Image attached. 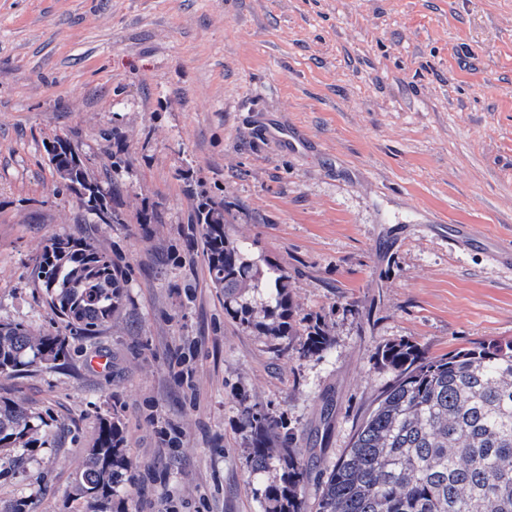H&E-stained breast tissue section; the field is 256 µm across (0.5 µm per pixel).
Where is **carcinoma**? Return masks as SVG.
<instances>
[{"instance_id":"cac0c4a2","label":"carcinoma","mask_w":512,"mask_h":512,"mask_svg":"<svg viewBox=\"0 0 512 512\" xmlns=\"http://www.w3.org/2000/svg\"><path fill=\"white\" fill-rule=\"evenodd\" d=\"M53 170L87 211L123 223L107 206V192L84 165L78 145L57 139ZM190 223L202 228L213 287L224 291V310L240 325H253L252 294L266 288V335L288 338L301 356L319 355L330 340L317 325L296 329L297 306L286 276L272 265L260 277L248 246L234 241L224 203L200 199ZM46 302L64 330L32 332L22 323H0V375L65 359L70 341L92 336L119 313L125 279L111 258L90 244L59 238L35 266ZM395 374L385 393L328 473L317 512H512V341L489 342L431 358L408 341L378 349ZM254 475L274 468L279 481L264 489V512H304L301 493L311 472L293 446L282 416L244 407ZM44 421L23 403L0 397V472L20 467L25 452L45 444ZM119 420L102 418L77 495L106 503L128 468Z\"/></svg>"}]
</instances>
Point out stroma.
Returning <instances> with one entry per match:
<instances>
[{
	"label": "stroma",
	"mask_w": 512,
	"mask_h": 512,
	"mask_svg": "<svg viewBox=\"0 0 512 512\" xmlns=\"http://www.w3.org/2000/svg\"><path fill=\"white\" fill-rule=\"evenodd\" d=\"M274 120L311 147L269 141ZM59 137L120 183L124 223L65 189ZM198 196L279 266L326 352L274 351L225 314L188 222ZM146 207L162 223H137ZM464 224L512 243V0H0V323L61 329L34 275L60 237L127 281L119 318L68 359L0 377L47 424L0 475V512H94L72 486L109 412L131 466L107 512H263L279 473L250 474L245 403L293 428L316 512L394 381L379 346L512 340V269L452 240Z\"/></svg>",
	"instance_id": "obj_1"
}]
</instances>
